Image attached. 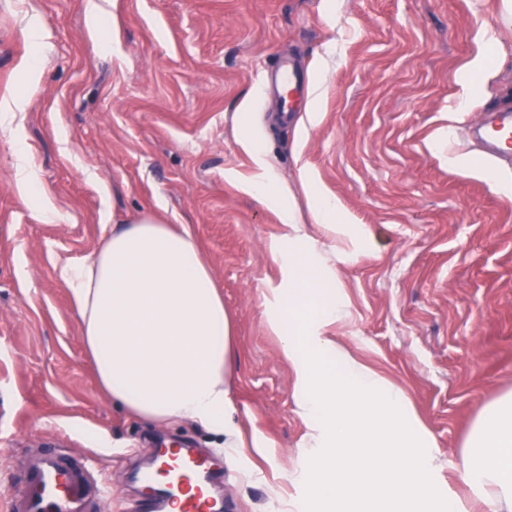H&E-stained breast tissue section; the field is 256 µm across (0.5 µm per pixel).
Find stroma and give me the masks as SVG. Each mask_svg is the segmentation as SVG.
Segmentation results:
<instances>
[{"label": "stroma", "mask_w": 512, "mask_h": 512, "mask_svg": "<svg viewBox=\"0 0 512 512\" xmlns=\"http://www.w3.org/2000/svg\"><path fill=\"white\" fill-rule=\"evenodd\" d=\"M97 2L106 19L88 20ZM41 30L40 53L28 35ZM296 53L317 94L275 126L262 70ZM41 56L36 80L24 61ZM26 109L0 129V485L28 448L103 454L115 507L158 434L206 450L197 424L151 422L99 384L58 267L98 250L114 221L164 212L190 225L234 325L236 512H288L300 497L308 428L298 414L267 300L282 283L271 251L286 232L244 193L258 174L240 140H258L290 192L309 242L350 310L334 328L411 400L462 501L464 444L484 408L512 393V164L458 135L512 103V20L504 0H0V97ZM461 159L452 167L449 157ZM27 163L54 222L19 198ZM334 198L367 238H329L312 194Z\"/></svg>", "instance_id": "stroma-1"}]
</instances>
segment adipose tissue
<instances>
[{"label":"adipose tissue","instance_id":"1","mask_svg":"<svg viewBox=\"0 0 512 512\" xmlns=\"http://www.w3.org/2000/svg\"><path fill=\"white\" fill-rule=\"evenodd\" d=\"M289 228L275 246L283 285L267 325L288 360L310 428L304 481L327 512H464L439 479L430 434L403 390L329 335L348 305L336 271L305 246L288 193L271 172L242 185ZM101 386L131 413L224 432L236 409L232 330L189 225L145 212L58 270ZM463 477L489 512H512V394L490 405L465 444Z\"/></svg>","mask_w":512,"mask_h":512}]
</instances>
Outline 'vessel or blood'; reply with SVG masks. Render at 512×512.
Instances as JSON below:
<instances>
[{
    "label": "vessel or blood",
    "mask_w": 512,
    "mask_h": 512,
    "mask_svg": "<svg viewBox=\"0 0 512 512\" xmlns=\"http://www.w3.org/2000/svg\"><path fill=\"white\" fill-rule=\"evenodd\" d=\"M307 79L293 60L276 57L263 79L265 93L280 102L278 117L288 120ZM469 133L489 156L512 157V107L492 112ZM229 461L214 463L188 445L166 447L156 460L133 476L142 496L137 512H227L224 486L231 477ZM112 502V489L84 454L60 448L38 449L17 489L6 494L7 512H93Z\"/></svg>",
    "instance_id": "1"
}]
</instances>
